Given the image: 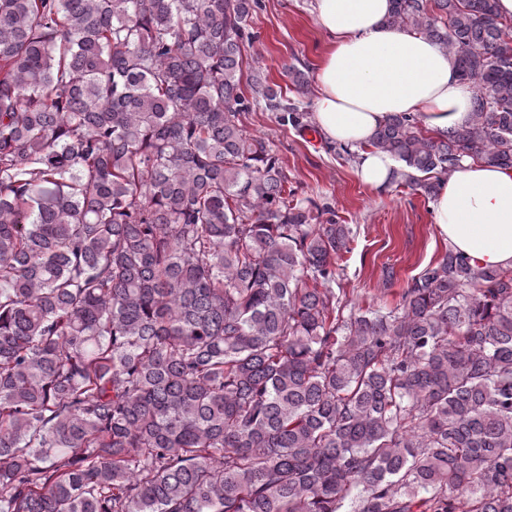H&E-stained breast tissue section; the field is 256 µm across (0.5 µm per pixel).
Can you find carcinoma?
Wrapping results in <instances>:
<instances>
[{
    "mask_svg": "<svg viewBox=\"0 0 512 512\" xmlns=\"http://www.w3.org/2000/svg\"><path fill=\"white\" fill-rule=\"evenodd\" d=\"M392 0L475 84L467 124L370 146L434 198L512 168V19ZM259 0H0V512H512V269L448 250L387 312L297 200L242 51Z\"/></svg>",
    "mask_w": 512,
    "mask_h": 512,
    "instance_id": "cac0c4a2",
    "label": "carcinoma"
}]
</instances>
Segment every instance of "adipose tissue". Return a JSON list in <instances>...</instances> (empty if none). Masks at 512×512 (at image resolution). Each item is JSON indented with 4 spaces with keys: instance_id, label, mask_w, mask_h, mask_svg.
I'll return each mask as SVG.
<instances>
[{
    "instance_id": "adipose-tissue-1",
    "label": "adipose tissue",
    "mask_w": 512,
    "mask_h": 512,
    "mask_svg": "<svg viewBox=\"0 0 512 512\" xmlns=\"http://www.w3.org/2000/svg\"><path fill=\"white\" fill-rule=\"evenodd\" d=\"M391 0H315L329 37L317 70L315 122L332 145L357 150L372 189L392 180L393 160L370 142L383 121L419 113L433 133L470 118L471 87L448 55L416 32L388 25ZM449 249L474 268H512V168L466 160L433 201Z\"/></svg>"
}]
</instances>
